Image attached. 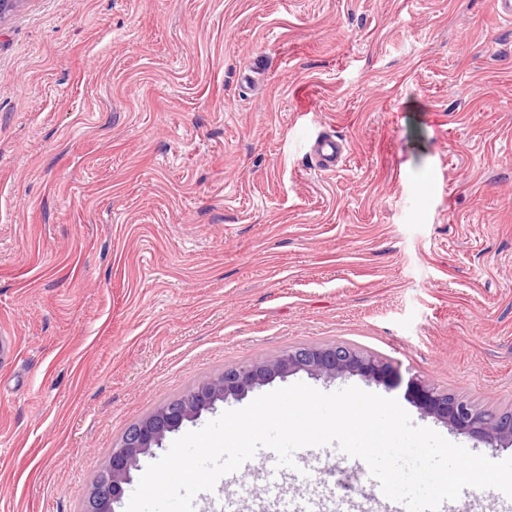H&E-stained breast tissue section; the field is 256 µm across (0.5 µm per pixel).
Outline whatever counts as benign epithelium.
<instances>
[{
  "instance_id": "7a95c632",
  "label": "benign epithelium",
  "mask_w": 512,
  "mask_h": 512,
  "mask_svg": "<svg viewBox=\"0 0 512 512\" xmlns=\"http://www.w3.org/2000/svg\"><path fill=\"white\" fill-rule=\"evenodd\" d=\"M300 371L327 381L358 376L388 388L402 383L400 372L391 363L344 343L303 345L261 361L228 366L217 377L130 426L119 446L112 450L103 476L94 481L85 512H114L113 504L124 494L131 470L138 467L141 456L160 447L167 434L196 420L218 402L242 397L277 378L284 379ZM407 391L423 414L460 433L476 437L492 448L504 442L512 443V409L487 408L418 377L409 378Z\"/></svg>"
}]
</instances>
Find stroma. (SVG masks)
Wrapping results in <instances>:
<instances>
[{"mask_svg": "<svg viewBox=\"0 0 512 512\" xmlns=\"http://www.w3.org/2000/svg\"><path fill=\"white\" fill-rule=\"evenodd\" d=\"M492 0H21L0 16V512H81L134 422L300 344L343 342L512 407V22ZM347 160L318 170V134ZM398 400L405 387L288 384ZM295 479H245L289 512Z\"/></svg>", "mask_w": 512, "mask_h": 512, "instance_id": "1", "label": "stroma"}]
</instances>
